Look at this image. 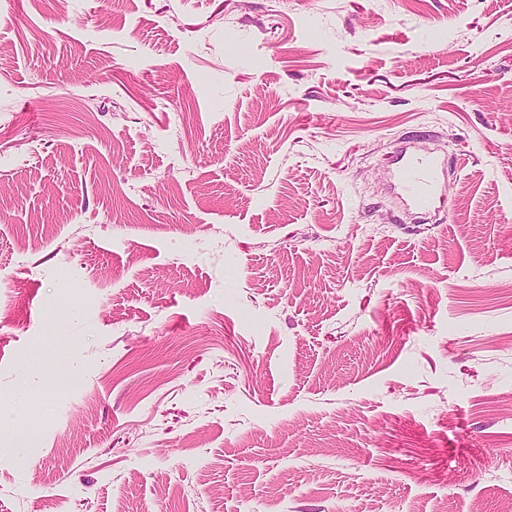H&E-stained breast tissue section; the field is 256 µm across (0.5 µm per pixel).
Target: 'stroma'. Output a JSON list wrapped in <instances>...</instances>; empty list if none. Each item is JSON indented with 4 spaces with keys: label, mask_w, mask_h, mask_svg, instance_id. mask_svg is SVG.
<instances>
[{
    "label": "stroma",
    "mask_w": 512,
    "mask_h": 512,
    "mask_svg": "<svg viewBox=\"0 0 512 512\" xmlns=\"http://www.w3.org/2000/svg\"><path fill=\"white\" fill-rule=\"evenodd\" d=\"M508 502L512 0H0V512ZM396 177L399 188L414 206H421L438 193L437 162L417 154L402 153Z\"/></svg>",
    "instance_id": "obj_1"
}]
</instances>
